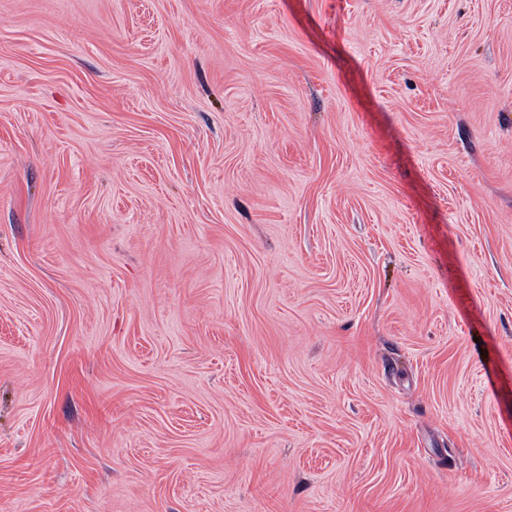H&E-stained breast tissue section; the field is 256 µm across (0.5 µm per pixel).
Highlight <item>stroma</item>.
<instances>
[{
	"instance_id": "1",
	"label": "stroma",
	"mask_w": 512,
	"mask_h": 512,
	"mask_svg": "<svg viewBox=\"0 0 512 512\" xmlns=\"http://www.w3.org/2000/svg\"><path fill=\"white\" fill-rule=\"evenodd\" d=\"M0 512H512V0H0Z\"/></svg>"
}]
</instances>
